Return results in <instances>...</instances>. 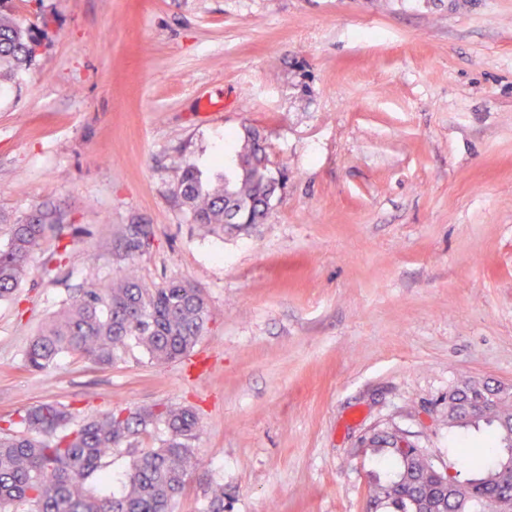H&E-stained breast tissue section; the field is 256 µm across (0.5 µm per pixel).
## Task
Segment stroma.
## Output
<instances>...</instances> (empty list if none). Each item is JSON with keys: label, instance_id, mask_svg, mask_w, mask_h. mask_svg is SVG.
Instances as JSON below:
<instances>
[{"label": "stroma", "instance_id": "35a3bbf8", "mask_svg": "<svg viewBox=\"0 0 512 512\" xmlns=\"http://www.w3.org/2000/svg\"><path fill=\"white\" fill-rule=\"evenodd\" d=\"M32 62L0 65V247L34 208L44 245L0 301V430L47 402L73 425L183 406L201 461L172 512H366V440L397 429L441 469L486 432L448 392L512 386V0H12ZM224 100L215 116L204 96ZM258 127L276 179L265 223L194 224L178 196ZM148 225L137 262L126 229ZM136 265L188 279L211 319L189 358L135 343L107 368L24 352L79 289ZM127 438L107 469L120 491Z\"/></svg>", "mask_w": 512, "mask_h": 512}]
</instances>
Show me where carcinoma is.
Returning a JSON list of instances; mask_svg holds the SVG:
<instances>
[{"label": "carcinoma", "mask_w": 512, "mask_h": 512, "mask_svg": "<svg viewBox=\"0 0 512 512\" xmlns=\"http://www.w3.org/2000/svg\"><path fill=\"white\" fill-rule=\"evenodd\" d=\"M5 8L7 0H0V62H29L39 42L29 28L6 16ZM236 152L255 161V174H219L218 186L207 189L195 164L183 168L178 192L194 223L224 229L226 177L238 199L249 204L252 223L261 224L267 218L271 207L265 181L268 158L258 128H244ZM69 228L61 212L47 207L12 226L8 247L0 250V300L27 279L32 251L49 241L62 242ZM143 237H149L144 226H130L128 249L133 263L142 255ZM208 319L205 295L193 283L171 280L150 288L127 275L105 288H84L72 297L32 337L25 365L31 371H45L58 355L70 353L94 365L110 366L117 350L129 341L142 346L156 362L169 363L190 353ZM71 420L66 406L44 403L22 417L26 433L0 436V510L23 503L28 512H170L196 466L195 451L189 445L198 425L193 411L106 413L77 429L70 427ZM160 425L169 432L162 446L129 449L132 459L120 496L87 489V480L103 472L112 449L121 447L130 435ZM482 426L492 431L494 446L480 453L452 449L460 469L446 484L424 452L397 446L399 432L373 436L369 451L380 458L381 472L373 477L370 512H497L499 499L512 501V484L495 479L496 473L512 466V391L465 385L449 392L448 428Z\"/></svg>", "instance_id": "obj_1"}]
</instances>
